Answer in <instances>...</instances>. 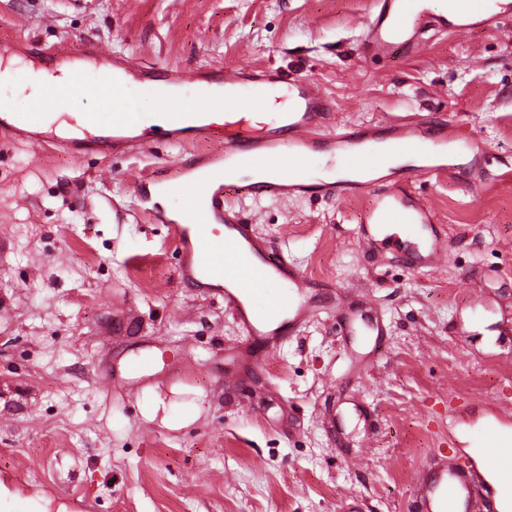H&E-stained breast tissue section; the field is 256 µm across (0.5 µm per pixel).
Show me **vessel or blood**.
Returning <instances> with one entry per match:
<instances>
[{
	"instance_id": "obj_1",
	"label": "vessel or blood",
	"mask_w": 512,
	"mask_h": 512,
	"mask_svg": "<svg viewBox=\"0 0 512 512\" xmlns=\"http://www.w3.org/2000/svg\"><path fill=\"white\" fill-rule=\"evenodd\" d=\"M512 0H452L441 9L438 0H375L366 24V50L384 55L397 48L417 49L426 29L468 32L491 27L504 42L512 41ZM33 61L66 59L77 69L75 87L85 94L112 93L111 115L87 112L81 123L49 122L33 113L26 128L14 127L10 113L0 111V134L33 144L53 141L76 155L127 154L145 145L149 129L134 123L121 104L133 95L135 83H149L162 123L159 132L171 142L187 144L199 138H218L223 150L192 163L178 162L172 172L179 192L194 191L200 212L195 224L169 221L168 230L181 255L182 278L216 291L231 310L251 344L239 355L243 368L258 362L260 348L301 324L314 308L310 288L293 263L263 251L251 221L241 219L225 202V191L244 170H261L265 158L290 147L291 161L277 177L249 184V191L273 201L291 193L323 194L347 201L360 188L373 184L379 167L393 157L408 170L440 177L447 165L448 140L432 126L399 116L371 127L339 129L326 134L319 128L328 117V101L309 81L288 78L280 69L235 67L219 70V90L186 96L185 88L202 83L198 70H170L150 66L127 55L106 53L98 46L70 45L29 51ZM280 86L288 108L271 113L261 127H253L246 112L264 105L265 86ZM431 209L415 201L412 191L400 188L386 194L372 209L365 238L383 224L433 223ZM275 280L285 287L281 302L261 304V288ZM488 475L474 472L473 459L433 468L423 487L419 512H475L478 502L496 491V482L512 486V435L487 427L483 440Z\"/></svg>"
}]
</instances>
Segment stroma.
<instances>
[{
    "label": "stroma",
    "mask_w": 512,
    "mask_h": 512,
    "mask_svg": "<svg viewBox=\"0 0 512 512\" xmlns=\"http://www.w3.org/2000/svg\"><path fill=\"white\" fill-rule=\"evenodd\" d=\"M373 0H0V50L94 42L168 68L273 65L329 99L326 130L409 115L478 140L416 177L438 267L368 242L377 199L230 200L315 286L317 307L248 346L222 298L179 274L143 173L220 151L155 140L75 156L0 136V512H416L434 455L512 429V44L489 29L363 50ZM152 377L134 385L130 360ZM161 398L170 423L150 418Z\"/></svg>",
    "instance_id": "stroma-1"
}]
</instances>
